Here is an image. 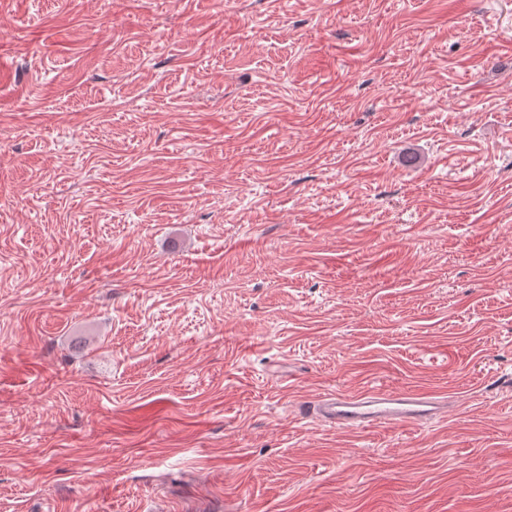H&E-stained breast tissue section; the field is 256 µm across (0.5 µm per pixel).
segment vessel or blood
I'll list each match as a JSON object with an SVG mask.
<instances>
[{"label":"vessel or blood","instance_id":"1","mask_svg":"<svg viewBox=\"0 0 512 512\" xmlns=\"http://www.w3.org/2000/svg\"><path fill=\"white\" fill-rule=\"evenodd\" d=\"M303 418L339 430L418 426L441 419L437 395L424 390L386 393L371 388L351 394H325L301 402Z\"/></svg>","mask_w":512,"mask_h":512}]
</instances>
